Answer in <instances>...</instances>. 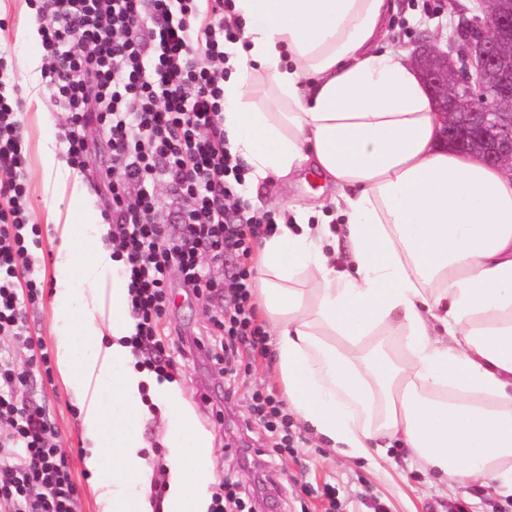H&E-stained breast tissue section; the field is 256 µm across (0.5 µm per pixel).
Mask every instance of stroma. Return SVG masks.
Segmentation results:
<instances>
[{
	"instance_id": "1",
	"label": "stroma",
	"mask_w": 512,
	"mask_h": 512,
	"mask_svg": "<svg viewBox=\"0 0 512 512\" xmlns=\"http://www.w3.org/2000/svg\"><path fill=\"white\" fill-rule=\"evenodd\" d=\"M29 0H0V52L11 60L17 95L22 102L24 141L28 158V192L32 221L41 231L39 243L30 247L34 266L53 290L52 268L58 241L48 224L50 210L66 209L67 203L45 195L42 158L46 143L41 136L44 120L65 128L66 115L50 100L40 70L22 67L23 59H41L40 43H22L14 27L23 5ZM397 10L387 25L388 43L411 50L419 34H426L438 46H446L449 32L458 21L456 7H473V0H394ZM37 95H30V87ZM322 187L312 173L290 180H275L247 189L246 198L257 213L279 215L281 206L318 203ZM169 287L174 303L159 322V332L170 344L191 340L209 325L211 311L184 284L178 270H170ZM224 362L211 351L193 350L190 359L176 364L174 377L182 385L204 426L214 435L210 464L217 479H232L254 512H325L328 503L319 497L324 487L335 489V512H512V497L496 493L484 481L444 485L433 475L406 462L404 449H388L384 470L369 459L346 461L332 450L315 445L304 429H297L299 448L286 457L272 455L263 430L252 420L245 400L247 391L259 388L279 392L271 356H245L235 365L237 390L225 395ZM24 396L37 400L55 422V442L68 461L78 496L74 512H96L94 495L81 460V432L78 411L70 400L59 371L34 379L23 389Z\"/></svg>"
}]
</instances>
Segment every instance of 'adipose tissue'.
Listing matches in <instances>:
<instances>
[{"label": "adipose tissue", "mask_w": 512, "mask_h": 512, "mask_svg": "<svg viewBox=\"0 0 512 512\" xmlns=\"http://www.w3.org/2000/svg\"><path fill=\"white\" fill-rule=\"evenodd\" d=\"M391 7L234 2L231 154L250 182L308 169L335 189L334 214L296 208L263 240L274 372L289 411L328 448L368 458L376 440H397L440 482L485 479L512 494V172L441 145L419 72L379 46ZM43 172L79 217L48 214L59 240L50 305L97 512H209L214 435L179 383L157 381L126 345L129 282L79 175L52 151ZM379 335L400 338L401 362L365 346ZM153 417L170 450L157 510L140 427Z\"/></svg>", "instance_id": "adipose-tissue-1"}]
</instances>
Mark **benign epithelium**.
Returning <instances> with one entry per match:
<instances>
[{"instance_id": "obj_1", "label": "benign epithelium", "mask_w": 512, "mask_h": 512, "mask_svg": "<svg viewBox=\"0 0 512 512\" xmlns=\"http://www.w3.org/2000/svg\"><path fill=\"white\" fill-rule=\"evenodd\" d=\"M485 3L473 15L457 11L447 49L421 36L412 59L444 116V141L492 166H512V71L500 64L512 44V0H495L491 10Z\"/></svg>"}]
</instances>
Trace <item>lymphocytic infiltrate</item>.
Masks as SVG:
<instances>
[{
	"instance_id": "f902f5d3",
	"label": "lymphocytic infiltrate",
	"mask_w": 512,
	"mask_h": 512,
	"mask_svg": "<svg viewBox=\"0 0 512 512\" xmlns=\"http://www.w3.org/2000/svg\"><path fill=\"white\" fill-rule=\"evenodd\" d=\"M37 10L44 19L41 73L53 104L67 114L71 165L88 167V122L111 150V236L130 278L129 343L142 366L161 378L175 368L158 333L173 268L205 303L217 305L208 346L221 347L228 362L242 351L266 354L246 261L255 241L274 233L275 221L251 211L243 195L248 169L224 136L219 66L225 43L242 35L233 0H38ZM26 164L20 102L0 96V422L7 425L0 432V512H74L76 486L53 424L19 395L29 374L51 371L45 351L31 354L28 365L17 362L18 347L30 345L23 309L40 301L45 287L27 247L28 235L40 229L30 221ZM157 183L184 206L177 232L149 191ZM229 253L237 266L215 278L212 267ZM249 402L274 453L294 452L282 402L259 390Z\"/></svg>"
}]
</instances>
